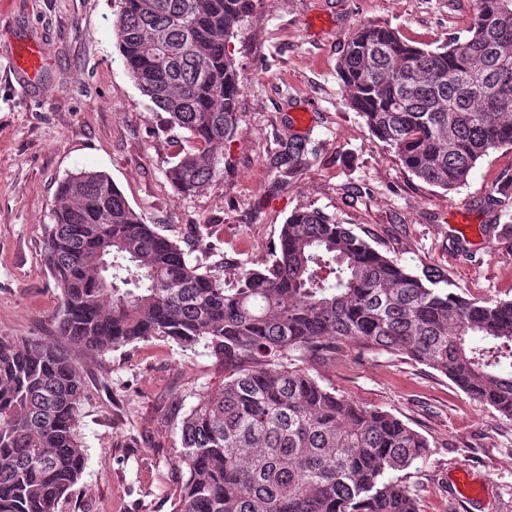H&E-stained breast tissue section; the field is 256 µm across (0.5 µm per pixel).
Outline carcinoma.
<instances>
[{"label":"carcinoma","instance_id":"1","mask_svg":"<svg viewBox=\"0 0 512 512\" xmlns=\"http://www.w3.org/2000/svg\"><path fill=\"white\" fill-rule=\"evenodd\" d=\"M253 2L121 0L124 66L192 143L165 171L182 195L216 176L236 128L228 46ZM338 69L346 104L430 186L456 191L512 148V0H473L467 35L433 49L364 24ZM312 154L305 137H277L271 188ZM43 260L62 344L0 336V512H60L86 466L76 357L141 340L201 344L224 367L218 387L172 416V512H419L417 490L393 473L429 440L298 365L346 345L423 364L512 420V300L458 294L445 273L414 272L318 208L287 218L272 262L223 277L146 223L106 172L81 170L58 184Z\"/></svg>","mask_w":512,"mask_h":512}]
</instances>
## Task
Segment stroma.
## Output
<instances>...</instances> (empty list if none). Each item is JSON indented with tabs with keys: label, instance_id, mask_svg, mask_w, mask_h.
<instances>
[{
	"label": "stroma",
	"instance_id": "1",
	"mask_svg": "<svg viewBox=\"0 0 512 512\" xmlns=\"http://www.w3.org/2000/svg\"><path fill=\"white\" fill-rule=\"evenodd\" d=\"M118 11L119 0H0V336L56 339L59 291L43 241L58 182L82 169L108 173L192 259L204 255L199 225L217 224L228 268L271 261L286 218L312 206L414 270H447L462 295L512 299V240L486 231L512 224V195L501 190L512 182V149L491 152L457 191L427 185L346 105L338 75L360 25L436 46L465 36L472 0H255L230 43L244 87L237 128L220 174L187 197L165 178L186 134L149 110L125 70L112 33ZM28 46L42 60L25 79L13 63ZM290 134L308 137L315 153L273 191L265 158L276 136ZM77 363L87 461L63 512H171L179 432L165 417L196 404L223 369L161 339ZM310 373L428 438L426 457L401 473L420 512H512L511 420L401 355L348 347ZM462 474L478 489L469 503L456 486Z\"/></svg>",
	"mask_w": 512,
	"mask_h": 512
}]
</instances>
